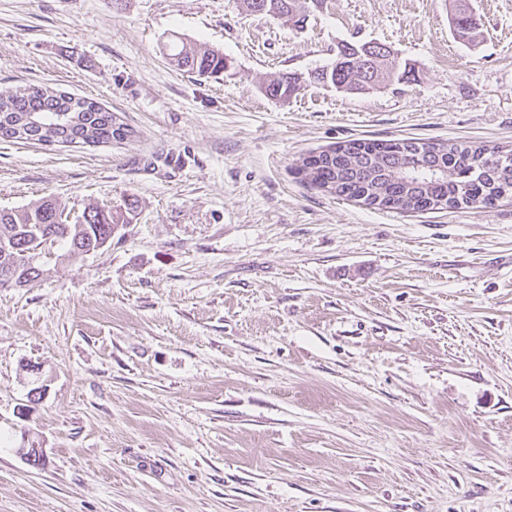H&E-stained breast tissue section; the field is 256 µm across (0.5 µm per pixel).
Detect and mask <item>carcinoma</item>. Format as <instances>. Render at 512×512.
Here are the masks:
<instances>
[{
  "mask_svg": "<svg viewBox=\"0 0 512 512\" xmlns=\"http://www.w3.org/2000/svg\"><path fill=\"white\" fill-rule=\"evenodd\" d=\"M266 13L299 25L306 19L307 0H266ZM450 22L463 39L476 42L477 23L464 0L454 5ZM168 56L178 69L200 78L224 74L226 60L219 51L177 38ZM336 89L362 92L372 85L362 78L354 54L314 72ZM298 73H282L265 87L266 95L282 98L301 87ZM132 131L97 102L75 98L42 84H29L0 94V139L53 146L107 144L122 141ZM349 149L321 152L308 162L311 182L337 195L364 196L380 206L401 211H426L439 204L487 208L512 196V153L487 145L419 142L411 139L347 142ZM64 208L52 199L21 209H0V238L14 248L0 253V266L21 258L36 237L50 236L70 252L87 253L111 231L112 212L90 208L83 224H65Z\"/></svg>",
  "mask_w": 512,
  "mask_h": 512,
  "instance_id": "1",
  "label": "carcinoma"
}]
</instances>
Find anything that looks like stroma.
Masks as SVG:
<instances>
[{"instance_id": "obj_1", "label": "stroma", "mask_w": 512, "mask_h": 512, "mask_svg": "<svg viewBox=\"0 0 512 512\" xmlns=\"http://www.w3.org/2000/svg\"><path fill=\"white\" fill-rule=\"evenodd\" d=\"M468 2L473 45L449 0H322L300 28L239 0H0L1 93L47 84L132 131L0 140V209L118 226L0 288V512H512V199L400 213L297 170L350 140L512 149V0ZM176 36L224 76L171 65ZM345 41L414 77L265 94ZM464 1L459 0L454 5L453 12L450 15V22L458 36L474 43L477 40L478 27L475 19L469 12L467 3H462Z\"/></svg>"}]
</instances>
